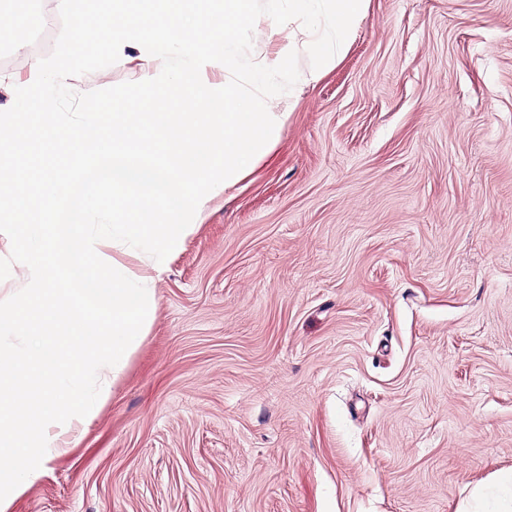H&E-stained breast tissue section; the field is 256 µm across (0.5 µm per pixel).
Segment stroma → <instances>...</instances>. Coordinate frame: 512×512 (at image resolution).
I'll return each instance as SVG.
<instances>
[{"mask_svg": "<svg viewBox=\"0 0 512 512\" xmlns=\"http://www.w3.org/2000/svg\"><path fill=\"white\" fill-rule=\"evenodd\" d=\"M39 54L0 31V107ZM138 61L71 77L142 80ZM152 277L78 445L10 512H457L512 471V0H368Z\"/></svg>", "mask_w": 512, "mask_h": 512, "instance_id": "stroma-1", "label": "stroma"}]
</instances>
